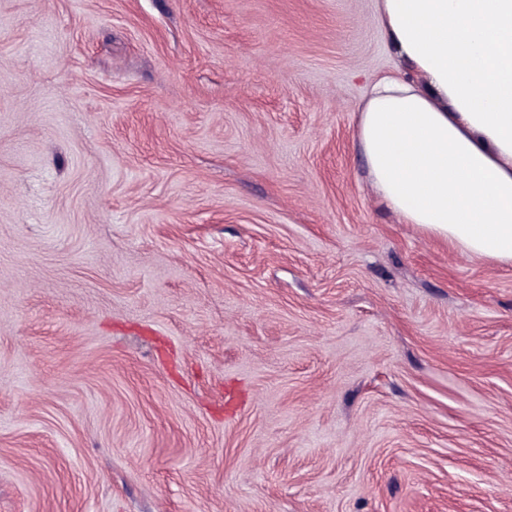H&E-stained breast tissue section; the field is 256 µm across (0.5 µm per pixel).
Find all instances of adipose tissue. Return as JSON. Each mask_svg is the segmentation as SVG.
Here are the masks:
<instances>
[{
    "instance_id": "obj_1",
    "label": "adipose tissue",
    "mask_w": 512,
    "mask_h": 512,
    "mask_svg": "<svg viewBox=\"0 0 512 512\" xmlns=\"http://www.w3.org/2000/svg\"><path fill=\"white\" fill-rule=\"evenodd\" d=\"M409 63L354 137L376 194L462 253L512 265V0H376Z\"/></svg>"
}]
</instances>
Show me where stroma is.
<instances>
[{"label":"stroma","mask_w":512,"mask_h":512,"mask_svg":"<svg viewBox=\"0 0 512 512\" xmlns=\"http://www.w3.org/2000/svg\"><path fill=\"white\" fill-rule=\"evenodd\" d=\"M375 0H0V512H512V266L402 223Z\"/></svg>","instance_id":"stroma-1"}]
</instances>
